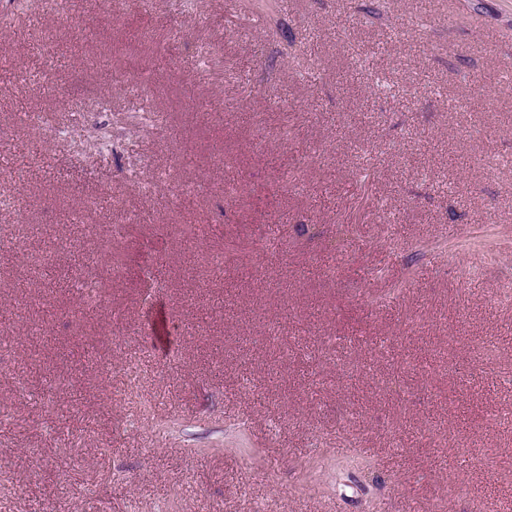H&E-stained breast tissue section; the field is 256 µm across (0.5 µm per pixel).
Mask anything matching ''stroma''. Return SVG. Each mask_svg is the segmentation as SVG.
Returning a JSON list of instances; mask_svg holds the SVG:
<instances>
[{
  "label": "stroma",
  "instance_id": "obj_1",
  "mask_svg": "<svg viewBox=\"0 0 512 512\" xmlns=\"http://www.w3.org/2000/svg\"><path fill=\"white\" fill-rule=\"evenodd\" d=\"M369 5L92 0L61 27L49 0L37 58L0 0V156L16 100L144 99L138 156L163 173L142 194L113 156L59 160L45 128L10 185L31 251L111 303L0 265V512H512V0ZM135 357L140 418L115 396ZM151 322L155 328V336H153V345L157 347L163 357L167 358L171 349V339L167 336L168 308L160 301L153 302L151 305Z\"/></svg>",
  "mask_w": 512,
  "mask_h": 512
}]
</instances>
